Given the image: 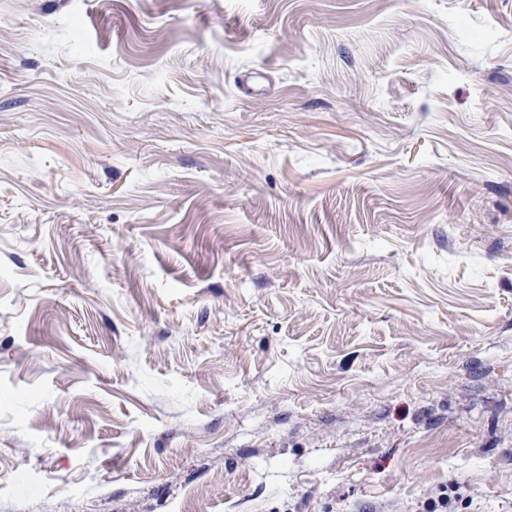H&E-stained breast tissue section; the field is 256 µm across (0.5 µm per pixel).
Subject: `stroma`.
<instances>
[{"label": "stroma", "instance_id": "stroma-1", "mask_svg": "<svg viewBox=\"0 0 512 512\" xmlns=\"http://www.w3.org/2000/svg\"><path fill=\"white\" fill-rule=\"evenodd\" d=\"M512 512V0H0V512Z\"/></svg>", "mask_w": 512, "mask_h": 512}]
</instances>
